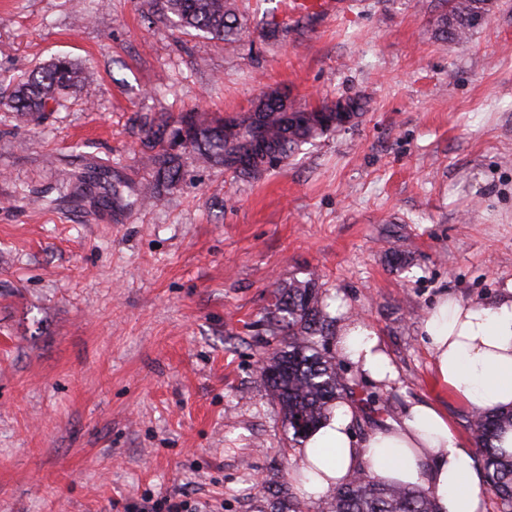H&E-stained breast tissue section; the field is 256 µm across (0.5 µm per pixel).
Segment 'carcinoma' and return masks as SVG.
Listing matches in <instances>:
<instances>
[{"mask_svg":"<svg viewBox=\"0 0 512 512\" xmlns=\"http://www.w3.org/2000/svg\"><path fill=\"white\" fill-rule=\"evenodd\" d=\"M447 9L440 14L433 35L442 41L463 44L477 28L469 14L475 0H445ZM162 11L174 16L184 33H203L214 39L236 43L249 34L245 19L234 0H163ZM85 80L83 71L67 58H56L21 76L0 75V87L10 86L0 96L6 107L30 122L40 120L48 105H59L61 98ZM338 102L318 106L297 104L311 118L336 111ZM189 137V149L203 162L228 171L246 143L259 138L272 146L276 164L288 161L302 145L339 125L306 122L284 127L283 115L269 107L260 125L254 127L242 117L224 120L206 112H186L170 124L165 120L150 123L148 139L159 147L152 156L154 182L150 197H161L182 178L180 155L172 152L180 131ZM274 310L267 318V331L280 338V347L260 369L268 395L276 404L282 421L298 441L329 413L338 399L354 395L336 363V355L326 353L320 343L334 336V318L326 311L322 292L312 280H293L274 292ZM512 427V409L497 415L474 412L470 431L483 465L487 489L498 501V512H512V451L499 448L495 441L502 431ZM323 512H438L436 497L425 487L406 488L363 473L336 488L324 501Z\"/></svg>","mask_w":512,"mask_h":512,"instance_id":"obj_1","label":"carcinoma"}]
</instances>
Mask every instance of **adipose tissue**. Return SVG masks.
Returning a JSON list of instances; mask_svg holds the SVG:
<instances>
[{
	"instance_id": "adipose-tissue-1",
	"label": "adipose tissue",
	"mask_w": 512,
	"mask_h": 512,
	"mask_svg": "<svg viewBox=\"0 0 512 512\" xmlns=\"http://www.w3.org/2000/svg\"><path fill=\"white\" fill-rule=\"evenodd\" d=\"M439 383L472 411L512 408V281L490 302L443 297L423 322ZM336 349L362 378L380 385L399 371L377 331L352 321ZM354 410L341 402L295 450L293 478L302 496L325 499L362 472L407 487H429L439 512H485L483 473L472 444L446 412L427 400L408 401L402 415L357 438Z\"/></svg>"
}]
</instances>
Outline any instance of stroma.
Instances as JSON below:
<instances>
[{
	"instance_id": "obj_1",
	"label": "stroma",
	"mask_w": 512,
	"mask_h": 512,
	"mask_svg": "<svg viewBox=\"0 0 512 512\" xmlns=\"http://www.w3.org/2000/svg\"><path fill=\"white\" fill-rule=\"evenodd\" d=\"M237 2L251 35L227 44L148 0H0V72L65 54L87 73L39 125L0 108V512H136L177 493L202 512H277L295 445L259 364L292 278L338 301L335 329L372 325L398 367L389 388L346 370L375 397L354 409L357 436L413 399L470 435L423 321L442 296L489 301L512 280V0L465 44L432 35L444 0L309 17ZM270 89L365 108L257 180L183 153L185 181L138 204L145 117L241 113ZM98 167L121 203L58 198Z\"/></svg>"
}]
</instances>
